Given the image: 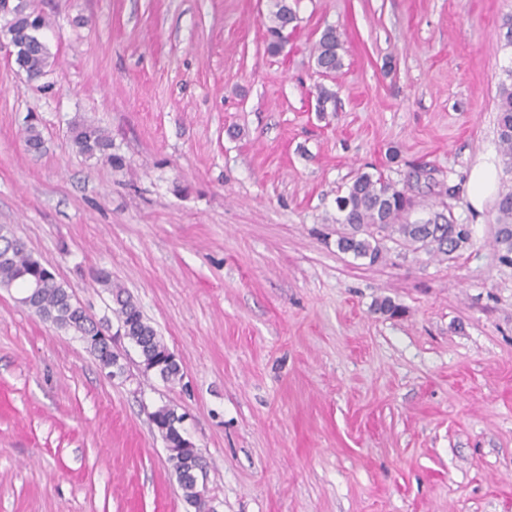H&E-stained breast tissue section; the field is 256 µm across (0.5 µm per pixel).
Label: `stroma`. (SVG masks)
I'll return each mask as SVG.
<instances>
[{
	"instance_id": "1",
	"label": "stroma",
	"mask_w": 512,
	"mask_h": 512,
	"mask_svg": "<svg viewBox=\"0 0 512 512\" xmlns=\"http://www.w3.org/2000/svg\"><path fill=\"white\" fill-rule=\"evenodd\" d=\"M288 3L276 55L267 0H31L45 75L0 51V226L97 320L108 271L184 371L143 373L124 341L109 377L0 288V512H194L150 420L163 405L216 512H512V265L494 241L512 0ZM329 27L332 78L312 52ZM76 120L120 166L76 152ZM482 164L497 185L477 208ZM378 170L470 246L388 240L371 265L324 239L338 190ZM341 49L340 35L336 29H327L320 40L314 45L313 53L317 67L326 64L332 65V69L339 72L343 67L342 57L339 54Z\"/></svg>"
}]
</instances>
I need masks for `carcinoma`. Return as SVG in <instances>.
<instances>
[{
	"label": "carcinoma",
	"mask_w": 512,
	"mask_h": 512,
	"mask_svg": "<svg viewBox=\"0 0 512 512\" xmlns=\"http://www.w3.org/2000/svg\"><path fill=\"white\" fill-rule=\"evenodd\" d=\"M292 8L285 0H269L268 50L278 53L279 31ZM0 17L10 35L15 63L26 74L38 78L44 74L50 57L42 31L45 20L29 11L28 0H0ZM340 35L327 29L314 45L316 65L327 63L335 71L343 67ZM511 83L500 84L497 100V135L499 150L506 172H512V68L507 70ZM71 141L76 151L88 158L103 159L112 164L120 158L112 154V138L98 126L76 122L71 129ZM25 144L30 152L43 148L40 130L29 124L25 130ZM338 216L336 245L339 251L350 253L356 259L374 264L382 259L384 241L392 240L403 249L427 254L451 255L471 240L466 224H456L442 213L410 220L415 203L405 187L382 174L362 172L345 185L343 194L336 197ZM495 242L500 246V259L512 265V190L501 195L497 202ZM97 280L107 286L114 307L112 313L118 326L115 335L122 336L138 349L144 372H153L168 383H179L183 378L181 365L174 353L158 336L156 329L145 318L138 304L125 288L111 283L109 276L98 273ZM0 288H19L29 297L30 309L42 319L61 329L80 336L99 366L108 370L112 378L121 377L125 366L124 354L114 349L112 337L101 333L99 325L75 300L72 290L57 281L27 246L9 234L0 240ZM172 463L176 481L186 503L195 512H215L205 495L206 462L202 452L183 435L184 416L176 409L161 406L150 414Z\"/></svg>",
	"instance_id": "obj_1"
}]
</instances>
